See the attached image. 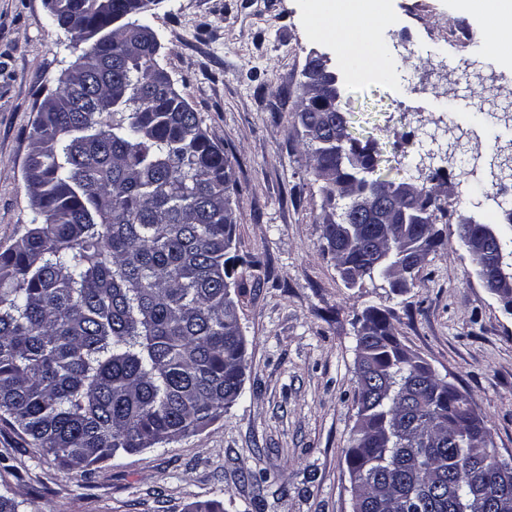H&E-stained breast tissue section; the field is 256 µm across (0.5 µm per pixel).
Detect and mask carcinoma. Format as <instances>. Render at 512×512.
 Segmentation results:
<instances>
[{
    "label": "carcinoma",
    "mask_w": 512,
    "mask_h": 512,
    "mask_svg": "<svg viewBox=\"0 0 512 512\" xmlns=\"http://www.w3.org/2000/svg\"><path fill=\"white\" fill-rule=\"evenodd\" d=\"M132 0H53V24L91 42L44 101L26 189L41 217L0 253V415L68 470L163 447L217 420L241 396L244 336L227 279L237 218L224 150L178 93H153L158 58L134 39ZM300 119V142L334 184L322 237L349 288L398 292L395 224L338 237L353 200L336 183L330 133ZM410 224L417 244L444 216ZM497 258L512 265L499 236ZM356 338L368 390L345 450L353 512H496L490 429L448 382L389 356L386 311Z\"/></svg>",
    "instance_id": "carcinoma-1"
}]
</instances>
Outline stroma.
<instances>
[{
  "label": "stroma",
  "instance_id": "1",
  "mask_svg": "<svg viewBox=\"0 0 512 512\" xmlns=\"http://www.w3.org/2000/svg\"><path fill=\"white\" fill-rule=\"evenodd\" d=\"M378 22L317 25V0H160L143 18L175 90L223 147L237 188L229 288L246 341L238 401L161 448L63 469L0 419V487L22 512H352L344 451L356 422L357 319L386 309L401 343L485 417L512 457V316L479 283L452 235L471 216L512 237V189L488 200L464 182L475 158L512 143V51L484 56L486 20L459 0H374ZM87 46L55 27L45 0H0V252L35 210L26 159L44 99ZM326 55L349 131L390 180L436 191L447 250L416 287L350 288L321 246L323 198L297 137L302 71ZM371 66L356 81L351 65ZM431 153L423 170L415 165Z\"/></svg>",
  "mask_w": 512,
  "mask_h": 512
}]
</instances>
